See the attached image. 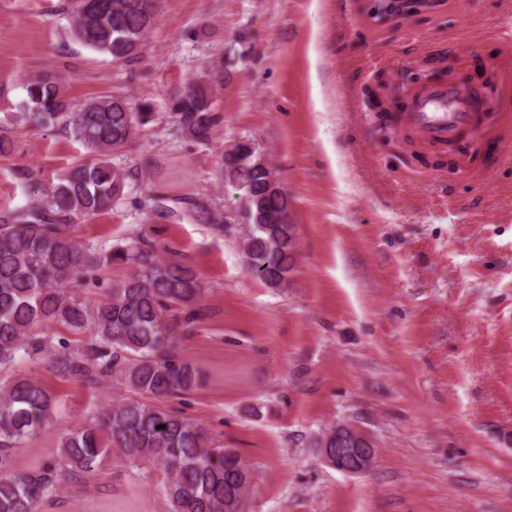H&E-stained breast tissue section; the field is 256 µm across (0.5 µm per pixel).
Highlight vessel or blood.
Segmentation results:
<instances>
[{
	"mask_svg": "<svg viewBox=\"0 0 512 512\" xmlns=\"http://www.w3.org/2000/svg\"><path fill=\"white\" fill-rule=\"evenodd\" d=\"M482 110V101L459 84L432 86L406 115L426 139L445 141L472 127Z\"/></svg>",
	"mask_w": 512,
	"mask_h": 512,
	"instance_id": "obj_1",
	"label": "vessel or blood"
}]
</instances>
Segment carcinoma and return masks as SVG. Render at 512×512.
Masks as SVG:
<instances>
[{
	"mask_svg": "<svg viewBox=\"0 0 512 512\" xmlns=\"http://www.w3.org/2000/svg\"><path fill=\"white\" fill-rule=\"evenodd\" d=\"M145 0H79L73 36L115 62L137 57L141 34L155 26ZM213 70L171 105L174 125L198 143L209 141L220 122L211 86ZM25 122L58 126L88 150L50 186L27 181L33 204L0 211V368L44 362L60 377L91 388L113 378L133 393L109 400L94 421L63 433L38 468L11 472L14 450L51 420L57 400L26 372L0 384V512H35L62 476L91 470L115 448L136 465L160 471L171 512H245L253 471L234 448L213 446L205 428L160 402L201 384L198 369L179 352V331L204 317L203 287L178 252L161 250L145 234L110 251L81 243L73 220L93 218L122 199L126 174L111 156L133 146L152 113H131L121 97L104 95L72 109L60 79L41 74L24 86ZM229 177L239 184L251 215L243 238L247 269L271 287L283 284L297 252L295 225L281 220L287 196L271 187L265 164ZM159 211L179 204L201 224L227 230L205 201L153 189ZM124 264L130 273L112 284L99 272ZM61 325L66 336H50ZM86 336L79 345L73 336Z\"/></svg>",
	"mask_w": 512,
	"mask_h": 512,
	"instance_id": "1",
	"label": "carcinoma"
}]
</instances>
